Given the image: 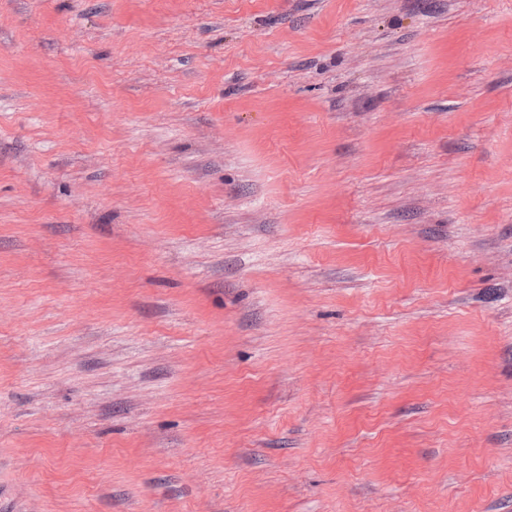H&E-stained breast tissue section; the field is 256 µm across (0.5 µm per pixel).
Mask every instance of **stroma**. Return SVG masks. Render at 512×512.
<instances>
[{"instance_id":"1","label":"stroma","mask_w":512,"mask_h":512,"mask_svg":"<svg viewBox=\"0 0 512 512\" xmlns=\"http://www.w3.org/2000/svg\"><path fill=\"white\" fill-rule=\"evenodd\" d=\"M0 512H512V0H0Z\"/></svg>"}]
</instances>
